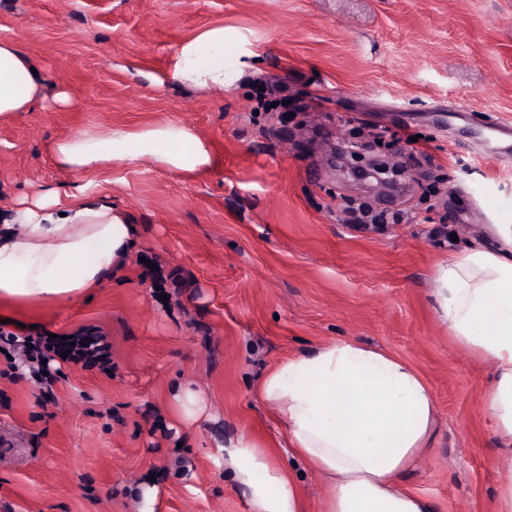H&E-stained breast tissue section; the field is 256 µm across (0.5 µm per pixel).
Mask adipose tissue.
<instances>
[{
  "mask_svg": "<svg viewBox=\"0 0 512 512\" xmlns=\"http://www.w3.org/2000/svg\"><path fill=\"white\" fill-rule=\"evenodd\" d=\"M176 76L197 87L235 81L224 66L223 26L180 45ZM42 95L28 59L0 40V119ZM51 155L64 171L145 159L191 174L211 163L206 142L180 123L87 130L55 141ZM491 232L496 247L475 243L438 265L435 297L457 346L493 367L483 407L509 461L497 512H512V224L492 225ZM134 233L123 213L81 196H41L20 205L0 221V308L90 298L125 264ZM258 395L285 429L289 456L321 476L325 512H432L428 499L402 483L437 422L433 395L409 362L354 340L334 341L277 363ZM218 448L254 512H307L292 474L272 464L249 436L227 437Z\"/></svg>",
  "mask_w": 512,
  "mask_h": 512,
  "instance_id": "adipose-tissue-1",
  "label": "adipose tissue"
}]
</instances>
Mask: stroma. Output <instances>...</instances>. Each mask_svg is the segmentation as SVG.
Masks as SVG:
<instances>
[{
	"label": "stroma",
	"instance_id": "1",
	"mask_svg": "<svg viewBox=\"0 0 512 512\" xmlns=\"http://www.w3.org/2000/svg\"><path fill=\"white\" fill-rule=\"evenodd\" d=\"M217 24L237 80L179 82L180 44ZM0 39L44 88L0 120V212L54 190L110 203L136 229L126 265L92 299L21 325L0 312L2 332L93 328L112 353L108 375L52 361L47 392L0 342V512H141L150 478L155 512H253L215 461L216 443L242 431L274 448L308 512H323L319 475L289 465L257 388L280 360L340 339L407 360L434 394L437 432L404 484L433 512H495L498 441L482 406L491 367L439 321L434 272L474 241L493 244L478 197L512 209V141L489 134L512 120V0H0ZM266 78L286 85L287 104L261 98ZM168 121L208 142L209 170L52 161L59 138ZM380 127L422 135L443 190L369 194L419 221L356 230L340 206L361 189L324 154ZM182 383L211 414L190 434L168 418Z\"/></svg>",
	"mask_w": 512,
	"mask_h": 512
}]
</instances>
